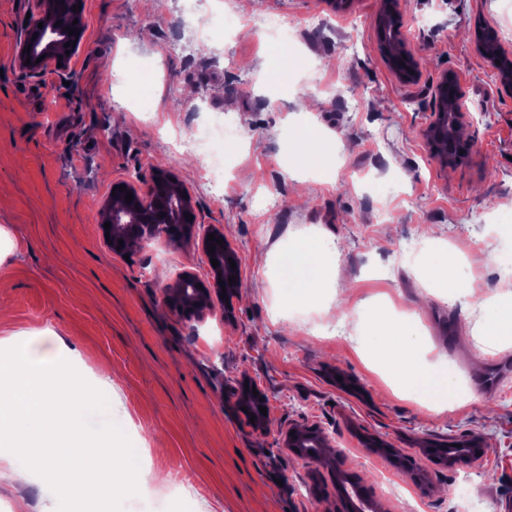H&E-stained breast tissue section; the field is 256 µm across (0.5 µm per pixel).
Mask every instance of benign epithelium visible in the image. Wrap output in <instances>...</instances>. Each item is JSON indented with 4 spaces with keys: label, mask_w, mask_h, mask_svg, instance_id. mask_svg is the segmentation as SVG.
I'll use <instances>...</instances> for the list:
<instances>
[{
    "label": "benign epithelium",
    "mask_w": 512,
    "mask_h": 512,
    "mask_svg": "<svg viewBox=\"0 0 512 512\" xmlns=\"http://www.w3.org/2000/svg\"><path fill=\"white\" fill-rule=\"evenodd\" d=\"M39 15L29 24L20 38L16 49V60L20 69L38 72L47 68L57 67V64L67 65L74 57L82 43V36L59 32L50 23L54 11L55 0H37ZM43 27H38V24ZM479 53L491 62L505 61L506 52L501 42L498 30L490 26L479 39ZM382 56L392 72L404 81H413L419 76V61L412 53L407 41L399 28H394L392 36H383L381 42ZM436 97L438 111L425 131L428 145L445 166H453L459 162L460 147L454 141V134L462 130L469 116L458 87V79L452 72L442 76L437 84ZM453 101L454 111L447 112L448 101ZM133 194L132 201H126L127 193ZM189 191L179 183L167 170H155L147 184L146 190L127 183L125 191L115 192L119 201L109 199L101 210L102 222L110 223L109 239L112 244L109 249L124 254L134 249L144 250L150 244L169 238L160 230L162 224H179L182 231L179 238L190 241L194 238L201 240L202 249L207 258H214L219 265L212 269L209 282L201 280L192 272L183 270L169 278L163 288L164 296L171 308L182 313V308L190 309L191 317L202 319L213 309L214 299L225 296L229 299L238 293L239 282L228 283V277L239 275V269L232 268L229 260L239 262L235 249L228 241L214 245V252H209L211 242L207 241L208 234L215 238L224 237L222 229L211 225L203 232H198L195 222L187 221L185 214H194L193 198H183ZM165 216H159V213ZM202 287H197V284ZM295 433L285 432L282 445L295 451L303 447L307 439L319 438L325 443V437L316 427L305 424L292 426Z\"/></svg>",
    "instance_id": "1"
}]
</instances>
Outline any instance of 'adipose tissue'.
<instances>
[{
	"label": "adipose tissue",
	"mask_w": 512,
	"mask_h": 512,
	"mask_svg": "<svg viewBox=\"0 0 512 512\" xmlns=\"http://www.w3.org/2000/svg\"><path fill=\"white\" fill-rule=\"evenodd\" d=\"M12 353L0 360V446L27 448L24 467L8 466L5 477L16 481L37 474L60 497L94 492L112 499L134 490L135 471L129 466L131 448L103 424L86 431L88 418L107 408L98 387L80 370L60 371L53 359L38 355L29 343L10 337ZM419 341L411 333L388 337L383 353L404 384L434 401L446 400L448 374L426 371L414 361Z\"/></svg>",
	"instance_id": "1"
}]
</instances>
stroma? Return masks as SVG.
<instances>
[{
  "instance_id": "obj_1",
  "label": "stroma",
  "mask_w": 512,
  "mask_h": 512,
  "mask_svg": "<svg viewBox=\"0 0 512 512\" xmlns=\"http://www.w3.org/2000/svg\"><path fill=\"white\" fill-rule=\"evenodd\" d=\"M504 0H398L401 32L421 61L399 80L377 34L383 0H84L81 49L67 69L15 62L36 0H0V338L33 340L95 381L121 374L106 417L134 448L138 491L68 512H345L344 474L376 512H480L512 503V340L493 342L512 303V88L477 50L497 28L512 51ZM286 15L294 68L281 84L268 17ZM320 26L311 27L310 18ZM147 69L137 97L126 78ZM473 115L468 162L443 167L424 131L443 72ZM230 116L234 153L214 139L183 153L177 137ZM330 154L312 171L290 154L303 128ZM168 168L193 195L196 222L220 227L241 261L231 307L203 320L164 301L169 275L208 279L200 244L162 242L113 254L100 208L114 183ZM275 191L280 212L262 210ZM410 238L447 256L446 280L399 262ZM309 249L321 274L299 292L282 262ZM478 282L469 291V282ZM405 319L422 356L448 372L446 409L395 391L381 338ZM267 397L266 428L238 409L241 380ZM323 428L327 459L284 448L293 424ZM479 442L478 460L448 465L426 449ZM49 512L39 483H0V512Z\"/></svg>"
}]
</instances>
